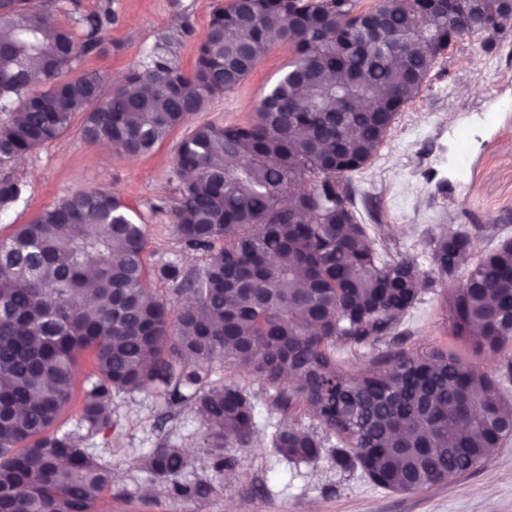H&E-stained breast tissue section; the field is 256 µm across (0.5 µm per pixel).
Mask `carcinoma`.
<instances>
[{
	"label": "carcinoma",
	"mask_w": 512,
	"mask_h": 512,
	"mask_svg": "<svg viewBox=\"0 0 512 512\" xmlns=\"http://www.w3.org/2000/svg\"><path fill=\"white\" fill-rule=\"evenodd\" d=\"M355 8L356 0L218 2L191 72L177 63L175 36L163 33L109 88L96 71L71 70L112 51V0L51 39L44 12L0 0V30L9 34L0 40L1 169L58 139L78 113L83 139L148 154L239 87L273 47L291 52L251 122L202 124L178 143L170 219L185 247L209 254L204 266L167 262L149 272L145 225L107 189L75 190L0 239V512H96L112 483V403L138 390L195 406L213 468L232 466L228 449L248 445L259 421L243 387L211 380L215 359L247 369L272 390L276 409L320 424L321 438L275 425L277 453L314 462L334 438L336 468H358L393 492L463 476L512 437V402L499 382L448 350L398 353L357 373L337 353L395 330L420 294L415 260L373 246L352 177L448 47L471 34L491 51L512 10L507 0H386L370 10L386 39L371 36ZM24 189L1 174L0 212ZM472 248L460 231L431 240L448 278L453 336L477 353L500 352L512 345V240L481 256L455 288ZM152 275L192 304L169 308L149 287ZM84 350L94 372L78 397L73 375ZM75 404L69 430L60 419ZM187 467L165 440L143 457L171 495L212 493L206 481H180Z\"/></svg>",
	"instance_id": "carcinoma-1"
}]
</instances>
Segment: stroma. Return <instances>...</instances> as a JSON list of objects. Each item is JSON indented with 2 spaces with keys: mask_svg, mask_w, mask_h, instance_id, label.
I'll return each instance as SVG.
<instances>
[{
  "mask_svg": "<svg viewBox=\"0 0 512 512\" xmlns=\"http://www.w3.org/2000/svg\"><path fill=\"white\" fill-rule=\"evenodd\" d=\"M213 3L112 0L117 20L111 53L82 58L75 69L97 70L117 82L142 61L159 33L185 25L189 32L180 38L178 55L182 68L191 70ZM481 42L478 36L461 37L439 57L419 96L397 116L373 164L354 178L370 202L362 223L382 227L390 255L412 256L427 286L397 329L344 348L348 370L396 352L425 355L449 349L470 355L451 336L448 285L433 263L430 242L448 229L467 232L477 258L512 239V24L497 35L492 51H483ZM289 57L287 48H272L237 90L191 115L186 128L247 122ZM186 128L174 131L151 153L133 157L101 153L99 144L82 140L79 124H72L60 138L11 166L26 190L0 214V237L74 189L105 187L142 218L149 265L204 266L207 253L184 247L169 214L176 203L170 170ZM212 378L236 381L261 397V425L251 446L235 451L233 469L214 471L200 444L201 420L194 409L167 408L152 393L125 395L114 403L119 425L108 435L115 478L100 495L111 502L112 512H512V441L454 481L393 493L360 473L337 471L328 455L313 463L288 461L270 444L272 425L284 417L264 402V385L218 362L212 365ZM164 439L186 450V478L211 482L213 494L204 499L171 496L141 469L140 458Z\"/></svg>",
  "mask_w": 512,
  "mask_h": 512,
  "instance_id": "35a3bbf8",
  "label": "stroma"
}]
</instances>
